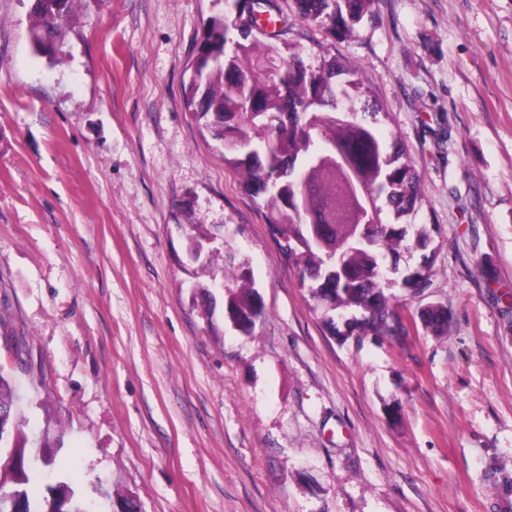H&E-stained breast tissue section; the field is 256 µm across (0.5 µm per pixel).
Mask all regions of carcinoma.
<instances>
[{
    "mask_svg": "<svg viewBox=\"0 0 512 512\" xmlns=\"http://www.w3.org/2000/svg\"><path fill=\"white\" fill-rule=\"evenodd\" d=\"M83 0H32V52L49 63L63 55L64 41ZM302 18L319 22L337 39L354 36L365 20L376 18V0H293ZM257 0H240L239 14L228 8L209 18L200 40L208 62L197 71L198 88L188 85L187 107L244 177L243 187L265 208L269 226L277 227L295 247L288 262L300 275L315 303L329 312L330 333L349 336L392 335L398 305L387 291L386 277L397 270L401 249L427 250L424 226L398 225L422 203L419 175L402 140L379 129L377 104L369 99L362 76L351 63L324 60L316 69L298 53L283 55L268 35L263 41L236 24L257 22ZM413 295L430 285L425 267L405 275ZM254 292L247 267H231L225 279L224 310L241 322L248 336ZM427 331L448 326V311L438 305L418 309ZM10 373L0 366V413L9 429L0 452V495L20 498L25 512H93L66 478L48 482L34 497L28 485L35 467L53 468L51 449L62 437L43 434L34 442L18 407Z\"/></svg>",
    "mask_w": 512,
    "mask_h": 512,
    "instance_id": "1",
    "label": "carcinoma"
}]
</instances>
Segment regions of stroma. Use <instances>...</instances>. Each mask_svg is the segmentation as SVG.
Instances as JSON below:
<instances>
[{"label":"stroma","mask_w":512,"mask_h":512,"mask_svg":"<svg viewBox=\"0 0 512 512\" xmlns=\"http://www.w3.org/2000/svg\"><path fill=\"white\" fill-rule=\"evenodd\" d=\"M311 66L358 63L423 192L435 256L405 310L340 341L186 107L212 0H84L61 62L0 0V364L94 512H512V0H378L345 41L274 0ZM224 231L265 314H206L187 225ZM416 316L426 331L440 332L448 326V311L438 305L419 308Z\"/></svg>","instance_id":"stroma-1"}]
</instances>
